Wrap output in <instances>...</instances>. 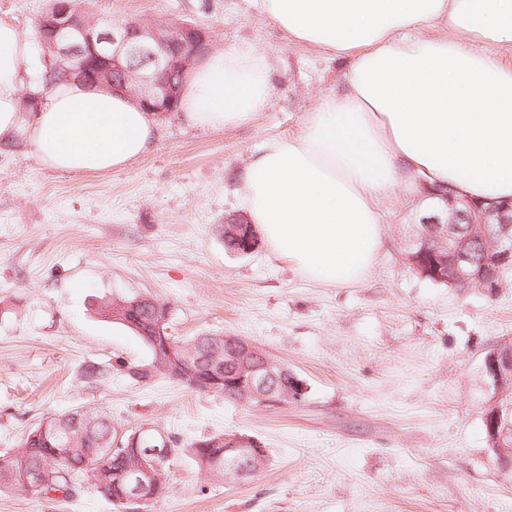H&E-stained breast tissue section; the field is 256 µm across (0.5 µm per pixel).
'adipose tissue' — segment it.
Instances as JSON below:
<instances>
[{"mask_svg": "<svg viewBox=\"0 0 512 512\" xmlns=\"http://www.w3.org/2000/svg\"><path fill=\"white\" fill-rule=\"evenodd\" d=\"M289 40L344 60L342 92L322 96L299 135L269 141L243 169L240 203L268 246L306 278L349 285L383 247L376 203L421 177L477 199L512 197V68L476 51L512 47V0H249ZM441 27L452 38H424ZM32 42L0 23V141L24 139L40 163L109 172L142 156L156 121L129 96L68 82L22 111L42 71ZM270 66L216 52L192 71L180 106L197 126L251 120Z\"/></svg>", "mask_w": 512, "mask_h": 512, "instance_id": "ef3b65f1", "label": "adipose tissue"}]
</instances>
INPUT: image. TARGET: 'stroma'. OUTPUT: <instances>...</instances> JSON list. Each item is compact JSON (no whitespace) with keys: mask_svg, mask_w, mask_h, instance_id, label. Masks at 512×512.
Instances as JSON below:
<instances>
[{"mask_svg":"<svg viewBox=\"0 0 512 512\" xmlns=\"http://www.w3.org/2000/svg\"><path fill=\"white\" fill-rule=\"evenodd\" d=\"M50 0H0V22L34 38ZM94 21L207 27L215 51L250 47L272 63L269 102L246 124L160 121L149 151L112 172L43 166L0 143V457L50 417L100 407L118 432L154 427L187 443L218 433L258 439L252 475L217 481L188 458L139 512H512V480L494 466L484 413V357L512 343V283L493 295L417 275L405 252L428 214L420 182L377 201L384 248L364 280L314 283L266 242L225 252L219 232L242 215L235 174L268 141L301 132L343 61L289 41L247 0H90ZM147 296L168 307L173 336H238L301 379L303 402L269 410L137 382L147 347L98 313ZM95 365L105 377L88 380ZM0 512H116L91 488L73 499L0 491Z\"/></svg>","mask_w":512,"mask_h":512,"instance_id":"obj_1","label":"stroma"}]
</instances>
